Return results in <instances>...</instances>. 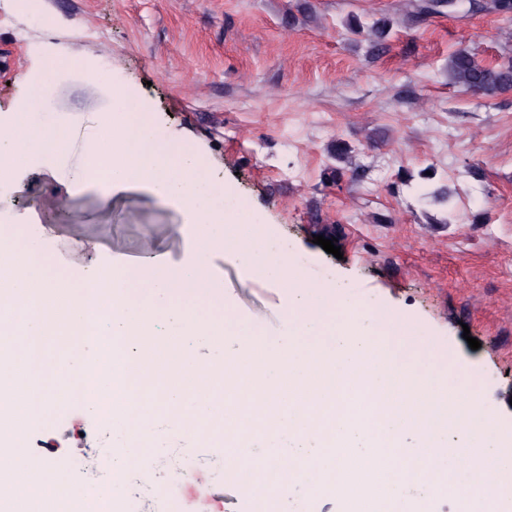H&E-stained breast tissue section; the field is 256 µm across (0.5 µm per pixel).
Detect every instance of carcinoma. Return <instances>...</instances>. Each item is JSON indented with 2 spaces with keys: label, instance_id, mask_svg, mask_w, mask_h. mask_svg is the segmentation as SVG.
I'll return each instance as SVG.
<instances>
[{
  "label": "carcinoma",
  "instance_id": "cac0c4a2",
  "mask_svg": "<svg viewBox=\"0 0 512 512\" xmlns=\"http://www.w3.org/2000/svg\"><path fill=\"white\" fill-rule=\"evenodd\" d=\"M388 25L374 23L368 30L370 42L378 50L384 48ZM448 71L453 84L467 91L494 97L512 90V56L496 65H486L475 53L461 50L448 60Z\"/></svg>",
  "mask_w": 512,
  "mask_h": 512
}]
</instances>
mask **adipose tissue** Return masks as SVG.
Segmentation results:
<instances>
[{
	"label": "adipose tissue",
	"mask_w": 512,
	"mask_h": 512,
	"mask_svg": "<svg viewBox=\"0 0 512 512\" xmlns=\"http://www.w3.org/2000/svg\"><path fill=\"white\" fill-rule=\"evenodd\" d=\"M53 110L42 89H33L16 111L0 118V183L9 181L16 161L53 148L65 156L70 134L66 127L51 119ZM61 478L54 469L34 475L27 487L0 480V512H66L67 499L61 498Z\"/></svg>",
	"instance_id": "obj_1"
}]
</instances>
